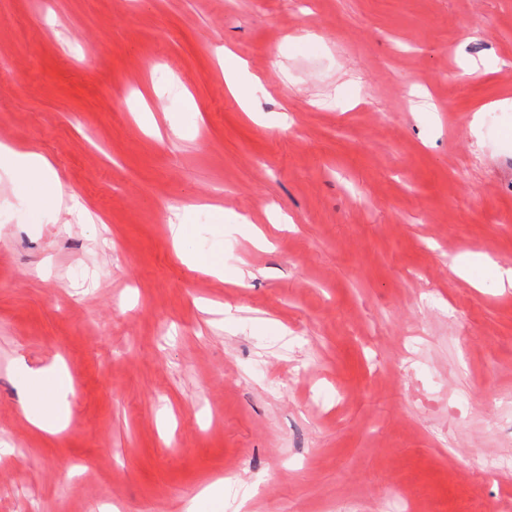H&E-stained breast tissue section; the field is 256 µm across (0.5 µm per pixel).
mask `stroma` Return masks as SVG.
Returning <instances> with one entry per match:
<instances>
[{
	"label": "stroma",
	"mask_w": 512,
	"mask_h": 512,
	"mask_svg": "<svg viewBox=\"0 0 512 512\" xmlns=\"http://www.w3.org/2000/svg\"><path fill=\"white\" fill-rule=\"evenodd\" d=\"M1 54L0 141L104 226L33 230L0 186V512H183L219 478L220 512L245 489L247 512H385L402 486L512 512V112L488 108L512 99V0H0ZM203 203L269 241L224 236L247 286L174 250V209ZM57 355L50 435L12 372ZM224 81L227 88L237 95L246 112H258L255 91L263 89L260 79L253 75L246 62L224 48Z\"/></svg>",
	"instance_id": "35a3bbf8"
}]
</instances>
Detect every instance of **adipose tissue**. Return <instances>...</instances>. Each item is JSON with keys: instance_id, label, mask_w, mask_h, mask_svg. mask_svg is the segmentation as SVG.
Wrapping results in <instances>:
<instances>
[{"instance_id": "ef3b65f1", "label": "adipose tissue", "mask_w": 512, "mask_h": 512, "mask_svg": "<svg viewBox=\"0 0 512 512\" xmlns=\"http://www.w3.org/2000/svg\"><path fill=\"white\" fill-rule=\"evenodd\" d=\"M224 81L239 97L245 111H255V92L260 89L261 81L243 60L229 52L224 55ZM2 182L10 185L30 224L39 226L50 222L64 210L78 214L82 223L92 221L87 212L81 211L79 202L64 206L58 175L50 161L38 152L20 150L0 142ZM191 214V208H184L177 214L175 223L169 226L177 254L187 264L205 265L211 275L224 282L244 285L247 274L243 269L225 266L222 258L202 254L200 241L189 222ZM13 378L22 390L20 410L30 425L49 434L59 433L68 426L71 416L69 398L74 393V386L62 360H54L39 368L17 365Z\"/></svg>"}]
</instances>
